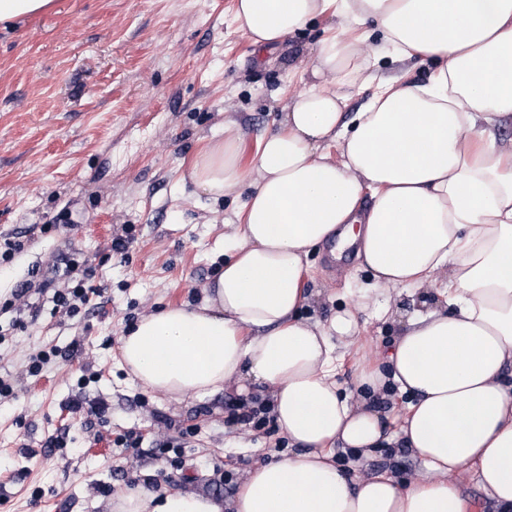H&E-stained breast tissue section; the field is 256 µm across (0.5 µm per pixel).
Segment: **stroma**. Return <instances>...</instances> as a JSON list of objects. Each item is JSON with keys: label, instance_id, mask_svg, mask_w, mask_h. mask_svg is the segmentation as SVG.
I'll return each instance as SVG.
<instances>
[{"label": "stroma", "instance_id": "1", "mask_svg": "<svg viewBox=\"0 0 512 512\" xmlns=\"http://www.w3.org/2000/svg\"><path fill=\"white\" fill-rule=\"evenodd\" d=\"M234 0H56L47 14L0 29V237L20 234L24 247L0 262V298L25 281L52 276L56 260L74 256L93 269L102 288L94 309L76 316L45 303L37 320L0 341V379L13 393L0 398V512H110L115 494L150 480L159 490L193 486L231 498L262 458L291 452L275 422L255 428L234 422L229 403L269 404L259 389L235 388L185 400L133 382L119 364L123 331L167 304L197 302L224 259V220L232 201L196 195L184 175L226 121L242 128L243 165L256 140L273 128L307 79L320 41L346 37L337 21L319 18L284 44L259 49L238 30ZM68 209L74 228L39 227ZM131 226L125 255L113 237ZM370 280L355 254L321 244L309 258L302 319L326 322L354 310L358 334L336 379L356 390L367 362L384 363L406 316L436 302V287L386 289L357 304ZM389 305L388 314L375 309ZM77 345V355L26 373L30 353ZM107 406L86 428L67 402ZM192 428L183 463L173 468L149 443ZM130 430L146 441L123 454L114 439ZM64 433L65 451L46 448ZM334 465L400 483L423 479L412 452L392 447L357 453L337 447ZM223 484L212 481L214 467Z\"/></svg>", "mask_w": 512, "mask_h": 512}]
</instances>
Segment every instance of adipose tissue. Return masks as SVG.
Masks as SVG:
<instances>
[{"label":"adipose tissue","instance_id":"ef3b65f1","mask_svg":"<svg viewBox=\"0 0 512 512\" xmlns=\"http://www.w3.org/2000/svg\"><path fill=\"white\" fill-rule=\"evenodd\" d=\"M340 18L359 37L326 38L312 79L251 168L235 123L208 142L187 177L217 200L244 195L217 278L197 302L167 307L120 336L135 381L184 399L266 388L293 453L257 463L227 501L146 486L112 512H463L453 474L469 471L497 512H512V0H236L234 20L258 48L310 21ZM428 68L425 82L377 79L382 60ZM367 94L360 112L343 106ZM355 244L382 288H424L446 274L442 304L412 313L388 371L359 387L411 394L398 438L427 479L348 475L334 445L389 442L378 411L341 394L351 311L299 316L311 251Z\"/></svg>","mask_w":512,"mask_h":512}]
</instances>
